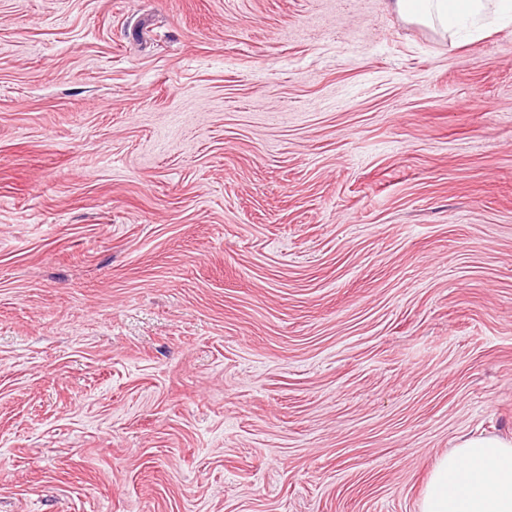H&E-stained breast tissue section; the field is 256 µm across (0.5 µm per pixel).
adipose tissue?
<instances>
[{"instance_id": "obj_1", "label": "adipose tissue", "mask_w": 512, "mask_h": 512, "mask_svg": "<svg viewBox=\"0 0 512 512\" xmlns=\"http://www.w3.org/2000/svg\"><path fill=\"white\" fill-rule=\"evenodd\" d=\"M403 18L441 34L478 29L490 15L512 18V0H394ZM421 512H512V439L463 440L435 464Z\"/></svg>"}]
</instances>
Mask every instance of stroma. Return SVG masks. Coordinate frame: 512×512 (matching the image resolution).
<instances>
[{
  "mask_svg": "<svg viewBox=\"0 0 512 512\" xmlns=\"http://www.w3.org/2000/svg\"><path fill=\"white\" fill-rule=\"evenodd\" d=\"M512 438V25L0 0V512H420Z\"/></svg>",
  "mask_w": 512,
  "mask_h": 512,
  "instance_id": "stroma-1",
  "label": "stroma"
}]
</instances>
